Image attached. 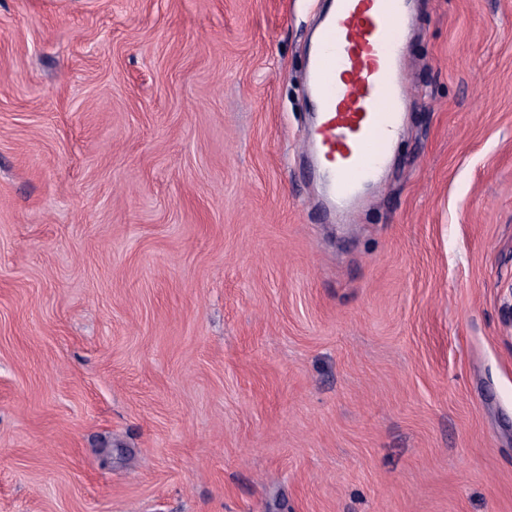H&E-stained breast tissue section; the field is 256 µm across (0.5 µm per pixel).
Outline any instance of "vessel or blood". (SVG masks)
Segmentation results:
<instances>
[{
  "mask_svg": "<svg viewBox=\"0 0 512 512\" xmlns=\"http://www.w3.org/2000/svg\"><path fill=\"white\" fill-rule=\"evenodd\" d=\"M403 0H334L308 80L317 121L307 144L344 210L388 161L407 96Z\"/></svg>",
  "mask_w": 512,
  "mask_h": 512,
  "instance_id": "1",
  "label": "vessel or blood"
}]
</instances>
